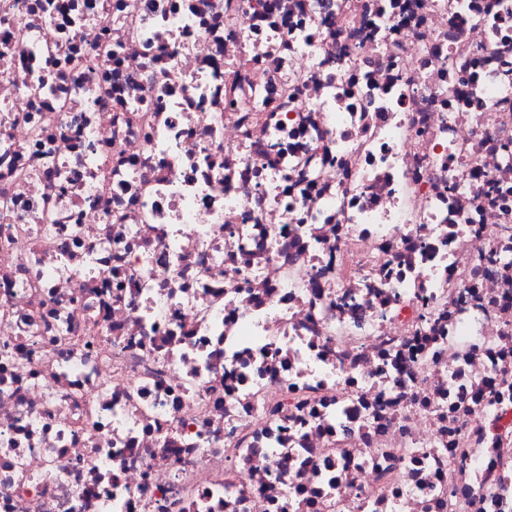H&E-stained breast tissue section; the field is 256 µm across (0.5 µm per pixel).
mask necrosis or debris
Here are the masks:
<instances>
[{"label": "necrosis or debris", "mask_w": 512, "mask_h": 512, "mask_svg": "<svg viewBox=\"0 0 512 512\" xmlns=\"http://www.w3.org/2000/svg\"><path fill=\"white\" fill-rule=\"evenodd\" d=\"M0 512H512V0H0Z\"/></svg>", "instance_id": "obj_1"}]
</instances>
